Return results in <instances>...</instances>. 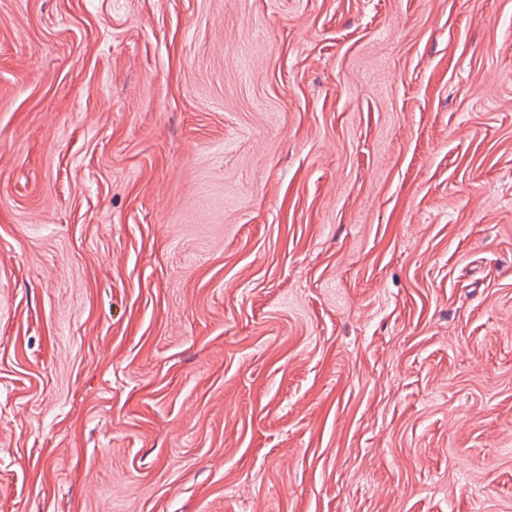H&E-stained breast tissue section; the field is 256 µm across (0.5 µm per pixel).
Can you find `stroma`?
I'll list each match as a JSON object with an SVG mask.
<instances>
[{"label":"stroma","mask_w":512,"mask_h":512,"mask_svg":"<svg viewBox=\"0 0 512 512\" xmlns=\"http://www.w3.org/2000/svg\"><path fill=\"white\" fill-rule=\"evenodd\" d=\"M0 512H512V0H0Z\"/></svg>","instance_id":"35a3bbf8"}]
</instances>
